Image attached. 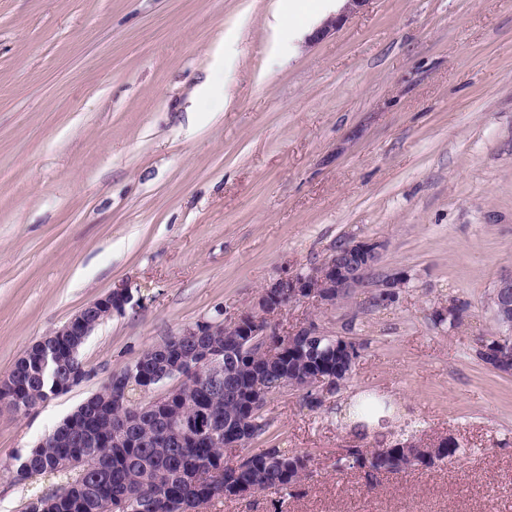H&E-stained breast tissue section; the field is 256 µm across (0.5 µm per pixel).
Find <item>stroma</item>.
Wrapping results in <instances>:
<instances>
[{
	"label": "stroma",
	"mask_w": 512,
	"mask_h": 512,
	"mask_svg": "<svg viewBox=\"0 0 512 512\" xmlns=\"http://www.w3.org/2000/svg\"><path fill=\"white\" fill-rule=\"evenodd\" d=\"M277 2L0 0V376L90 301L132 297L81 349L85 381L0 405V461L144 350L376 239L406 288L385 308L368 288L288 308L282 327L363 350L320 408L272 400L273 436L251 446L311 455L288 512H512V375L475 356L512 275V0H367L320 39L334 10L276 32ZM461 302L459 325L434 326ZM364 393L389 410L362 440L345 415ZM399 435L462 451L375 477L336 465Z\"/></svg>",
	"instance_id": "1"
}]
</instances>
